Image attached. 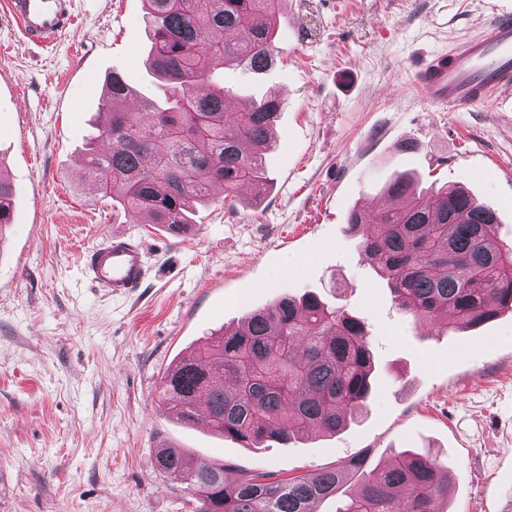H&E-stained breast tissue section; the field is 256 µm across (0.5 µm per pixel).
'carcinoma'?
<instances>
[{"label": "carcinoma", "mask_w": 512, "mask_h": 512, "mask_svg": "<svg viewBox=\"0 0 512 512\" xmlns=\"http://www.w3.org/2000/svg\"><path fill=\"white\" fill-rule=\"evenodd\" d=\"M283 2L144 0V65L175 92L145 98L111 73L101 94L108 120L95 136L102 146L86 153L87 180L125 211L173 233L192 223L196 205L217 187L260 195L281 102L246 100L227 112V90L209 82L218 69L259 74L272 67ZM384 194L386 210L368 216L354 209L348 224L399 309L446 330L512 312V247L497 241L494 210L461 186L420 189L405 174L386 182ZM12 195L0 171V229ZM378 370L360 316L315 295H286L170 367L164 395L181 420L203 418L224 437L257 448L313 429L340 431L367 405ZM226 379L234 383L230 393ZM199 388L209 392L204 412L192 397ZM153 466L187 485L195 512H320L359 464L349 460L312 478L256 469L230 483L231 464L201 468L163 446ZM449 484L436 459L402 453L361 472L336 512H435Z\"/></svg>", "instance_id": "cac0c4a2"}]
</instances>
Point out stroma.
<instances>
[{
    "label": "stroma",
    "mask_w": 512,
    "mask_h": 512,
    "mask_svg": "<svg viewBox=\"0 0 512 512\" xmlns=\"http://www.w3.org/2000/svg\"><path fill=\"white\" fill-rule=\"evenodd\" d=\"M512 0H285L269 71H226L233 100L285 89L268 191H216L189 234L130 216L84 173L108 73L144 96L143 0H79L42 48L0 17V167L15 221L0 229V512H193L152 466L166 445L197 465L313 476L412 449L452 479L437 512H512V313L476 328H419L363 259L347 218L396 173L459 183L512 243V100L465 110L431 100L419 65L478 35ZM140 242L147 277L102 297L81 265L112 234ZM315 292L364 317L382 376L359 422L261 448L180 422L161 402L178 359L275 298Z\"/></svg>",
    "instance_id": "35a3bbf8"
}]
</instances>
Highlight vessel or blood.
Masks as SVG:
<instances>
[{"label": "vessel or blood", "instance_id": "vessel-or-blood-1", "mask_svg": "<svg viewBox=\"0 0 512 512\" xmlns=\"http://www.w3.org/2000/svg\"><path fill=\"white\" fill-rule=\"evenodd\" d=\"M7 14L27 41L45 46L74 26L76 0H7ZM417 81L436 100L458 109L512 94V13L491 12L479 37L428 61ZM82 261L91 280L112 297L130 295L147 274L141 246L126 235L87 249Z\"/></svg>", "mask_w": 512, "mask_h": 512}]
</instances>
